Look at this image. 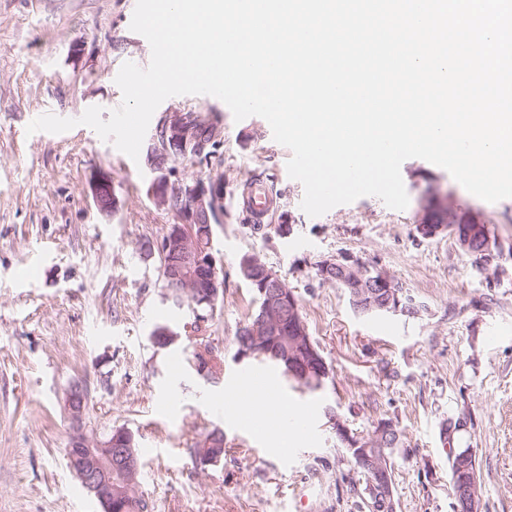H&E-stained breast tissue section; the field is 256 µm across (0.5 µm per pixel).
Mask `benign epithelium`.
<instances>
[{"label":"benign epithelium","mask_w":512,"mask_h":512,"mask_svg":"<svg viewBox=\"0 0 512 512\" xmlns=\"http://www.w3.org/2000/svg\"><path fill=\"white\" fill-rule=\"evenodd\" d=\"M217 137V129L203 118L172 112L157 126L154 148L149 156L150 166L157 173L150 191L160 206L177 217V223L170 226L161 249L162 253L175 256L168 261L166 279L171 287L179 288L195 299L205 295L210 301L219 293L222 269L217 267L212 243L196 232V225L209 224L224 211V186L208 187L201 180L189 184L180 177L176 166L168 165V161L194 156L207 144H218ZM91 190L99 209L111 211L115 204L111 179L105 174L95 177ZM417 230L425 238L449 231L466 251L480 242L486 258H492V242L486 226L472 222L466 229L459 228L458 220L448 214L447 205L439 199L427 209ZM322 264L336 273V281L348 290L351 300L365 313L386 311L411 316L421 313V305L390 275L370 268L350 253L331 255L322 260ZM264 277L260 288V316L244 335L280 337L283 349L278 358L293 369L305 367L308 362L306 350L313 346L297 314L294 291L273 270L264 269ZM179 338L180 334L166 325H159L152 332L155 343L174 344ZM88 404L87 392L83 386L76 385L69 390L64 408L70 418L80 424ZM332 421L336 434L343 443L355 449L359 465L374 475L375 482L384 489L383 498L389 499L392 496V468L390 461L377 449L385 446L391 433L390 424H381L375 435L363 439L359 435L351 436L341 419L334 417ZM66 459L70 470L85 490L103 505L105 512H112L113 502L124 499L139 472V459L127 432L100 437L89 436L79 429L66 448Z\"/></svg>","instance_id":"7a95c632"}]
</instances>
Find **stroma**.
I'll list each match as a JSON object with an SVG mask.
<instances>
[{
	"label": "stroma",
	"instance_id": "stroma-1",
	"mask_svg": "<svg viewBox=\"0 0 512 512\" xmlns=\"http://www.w3.org/2000/svg\"><path fill=\"white\" fill-rule=\"evenodd\" d=\"M135 6L0 0V512H102L65 459L75 428L64 400L77 383L90 395L87 434L135 433L138 490L153 512H360L333 414L365 436L380 421L395 425L396 512H452L448 458L467 447L479 462L482 512H512V198L483 201L412 158L401 166L407 209L364 196L311 217L300 207L302 184L287 173L290 151L263 118L235 121L218 99L168 98L156 116L193 110L222 130L210 159L177 168L189 183L224 181L212 247L224 299L201 325L223 365L210 379L190 364L188 340L152 344L155 326L182 327L190 311L166 301L159 257L144 248L176 221L148 193L147 159L132 161L83 125L26 132L40 112L77 118L121 104L120 67L151 59L130 29ZM101 171L114 189L109 212L91 192ZM253 178L280 202L258 229L239 204ZM435 192L458 220L487 225L492 261H476L450 233H418ZM281 224L289 234H277ZM341 251L402 283L421 315L355 312L346 289L315 274L319 260ZM245 254L295 290L330 370L314 393L289 383V403L315 413L286 455L242 431L224 407L227 384L252 364L238 359L235 339L256 305L238 267ZM217 428L223 459L197 466L196 442Z\"/></svg>",
	"mask_w": 512,
	"mask_h": 512
}]
</instances>
